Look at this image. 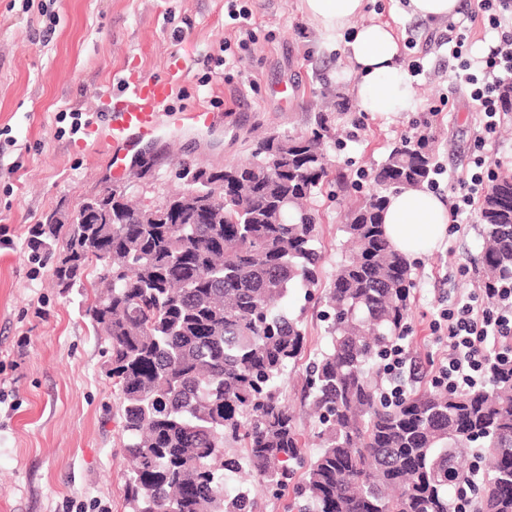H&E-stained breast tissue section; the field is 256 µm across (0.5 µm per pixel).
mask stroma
I'll return each mask as SVG.
<instances>
[{
    "label": "stroma",
    "instance_id": "1",
    "mask_svg": "<svg viewBox=\"0 0 512 512\" xmlns=\"http://www.w3.org/2000/svg\"><path fill=\"white\" fill-rule=\"evenodd\" d=\"M225 0H0V512H127L122 435L106 344L86 308L91 291L55 285L48 260L28 246L29 229L47 215L68 221L87 197L117 186L151 204L179 185L183 166L221 168L245 160L258 135L311 130L339 90L349 109L334 121V165L351 172L380 163L400 136L420 132L445 172L437 195L451 202L465 176L479 130L460 61L480 60L497 38L460 0L468 28L460 58L438 40L447 21L411 14L408 0H368L363 22L390 26L400 61L410 70L415 105L380 116L354 102L355 76L344 39L322 44L300 0H247L252 38L243 40ZM55 33L48 46L39 34ZM226 65H218V58ZM179 68L174 112H217V131H182L144 146L131 171L113 178L110 149L90 124L103 120L104 96L121 76L150 77ZM86 123L72 132V113ZM358 193L336 191L314 201L321 225L324 273L340 258L347 209ZM479 216L449 225L431 255L414 260L418 286L410 298L405 345L422 363L448 358L433 327L437 311L460 296L481 295ZM468 266L460 275L459 266Z\"/></svg>",
    "mask_w": 512,
    "mask_h": 512
}]
</instances>
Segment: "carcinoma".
I'll return each instance as SVG.
<instances>
[{"mask_svg":"<svg viewBox=\"0 0 512 512\" xmlns=\"http://www.w3.org/2000/svg\"><path fill=\"white\" fill-rule=\"evenodd\" d=\"M330 129L319 114L309 133L286 146L263 138L242 163L183 166V188L153 204L159 217L148 224L144 206L108 187L111 223L85 214L56 224L51 214L32 226L34 251L65 240L56 285L95 289L86 315L110 350L130 512H264L234 482L246 470L267 488L293 486L285 512H454L450 489L474 444L491 463L474 512H512V370L468 393L383 396L379 359L406 327L415 281L381 214L390 194L430 181L423 136L394 143L341 225L354 248L325 288V343L305 385L318 448L303 451L283 380L306 336L284 303L320 284L313 201L344 179L327 159ZM198 183L219 191L209 208L224 223L180 209ZM480 219L488 288L512 277L511 174L496 180Z\"/></svg>","mask_w":512,"mask_h":512,"instance_id":"carcinoma-1","label":"carcinoma"}]
</instances>
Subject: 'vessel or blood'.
<instances>
[{"label": "vessel or blood", "mask_w": 512, "mask_h": 512, "mask_svg": "<svg viewBox=\"0 0 512 512\" xmlns=\"http://www.w3.org/2000/svg\"><path fill=\"white\" fill-rule=\"evenodd\" d=\"M180 77L171 72L124 82L121 90L110 96L105 124L99 137L112 144V171L121 174L129 157L137 155L143 146L168 132L161 119L167 102L173 97ZM180 125L198 130L212 131L217 126L215 113L204 108L181 112Z\"/></svg>", "instance_id": "1"}]
</instances>
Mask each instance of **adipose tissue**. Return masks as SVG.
<instances>
[{
    "instance_id": "obj_1",
    "label": "adipose tissue",
    "mask_w": 512,
    "mask_h": 512,
    "mask_svg": "<svg viewBox=\"0 0 512 512\" xmlns=\"http://www.w3.org/2000/svg\"><path fill=\"white\" fill-rule=\"evenodd\" d=\"M301 2L320 34H349L348 60L357 76L353 91L361 111L390 114L413 107L414 90L398 62L399 44L389 26L361 20L367 0ZM382 222L393 249L410 257L430 253L448 233L444 202L424 186L390 195Z\"/></svg>"
}]
</instances>
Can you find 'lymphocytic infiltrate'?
I'll return each instance as SVG.
<instances>
[{
	"label": "lymphocytic infiltrate",
	"mask_w": 512,
	"mask_h": 512,
	"mask_svg": "<svg viewBox=\"0 0 512 512\" xmlns=\"http://www.w3.org/2000/svg\"><path fill=\"white\" fill-rule=\"evenodd\" d=\"M477 7L490 29L497 31L499 42L478 64L461 62L457 73L480 114V132L476 137L479 153L454 188L448 215L453 224L473 215L503 166L484 148L500 125V87L512 79V0H479ZM486 294L493 300L492 308L461 299L439 313L448 329V360L436 368L434 380L450 390L482 388L497 368L512 367V283L487 289Z\"/></svg>",
	"instance_id": "1"
}]
</instances>
